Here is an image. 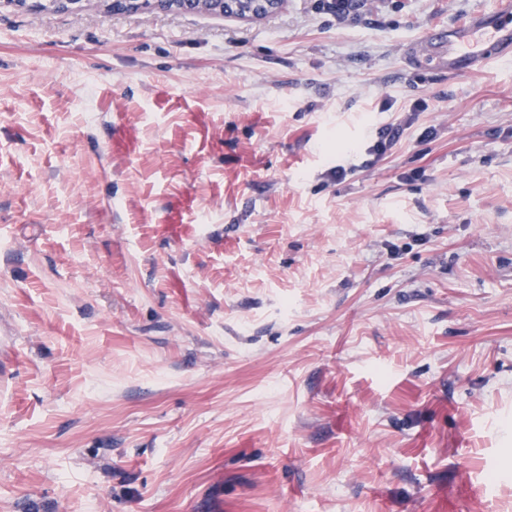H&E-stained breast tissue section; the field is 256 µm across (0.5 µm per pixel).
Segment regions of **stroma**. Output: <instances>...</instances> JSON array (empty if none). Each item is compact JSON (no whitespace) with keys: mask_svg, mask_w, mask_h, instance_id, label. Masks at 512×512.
<instances>
[{"mask_svg":"<svg viewBox=\"0 0 512 512\" xmlns=\"http://www.w3.org/2000/svg\"><path fill=\"white\" fill-rule=\"evenodd\" d=\"M505 2L0 0V512H512ZM101 12H128L155 9L163 12H192L214 15H236L258 19L278 11L284 0H98ZM146 4H148L146 6ZM325 9L336 18L337 25H347L356 21L367 6L368 0H326ZM448 75L465 77L491 61L512 59V7L478 12L452 25L434 24L406 60L418 65L426 54ZM410 125V120H405L403 124L384 125L376 130V140L369 147V152L377 158L385 154L392 147L394 142L400 137L404 131V127Z\"/></svg>","mask_w":512,"mask_h":512,"instance_id":"obj_1","label":"stroma"}]
</instances>
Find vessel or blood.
Listing matches in <instances>:
<instances>
[{"label": "vessel or blood", "instance_id": "vessel-or-blood-1", "mask_svg": "<svg viewBox=\"0 0 512 512\" xmlns=\"http://www.w3.org/2000/svg\"><path fill=\"white\" fill-rule=\"evenodd\" d=\"M432 55L449 75L465 77L491 61L512 59V7L479 12L451 25H432L421 43L408 47L416 65Z\"/></svg>", "mask_w": 512, "mask_h": 512}]
</instances>
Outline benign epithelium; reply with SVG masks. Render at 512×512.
Returning <instances> with one entry per match:
<instances>
[{
	"instance_id": "7a95c632",
	"label": "benign epithelium",
	"mask_w": 512,
	"mask_h": 512,
	"mask_svg": "<svg viewBox=\"0 0 512 512\" xmlns=\"http://www.w3.org/2000/svg\"><path fill=\"white\" fill-rule=\"evenodd\" d=\"M103 14L117 10L134 12L149 8L163 12L236 15L258 19L278 11L284 0H98Z\"/></svg>"
}]
</instances>
